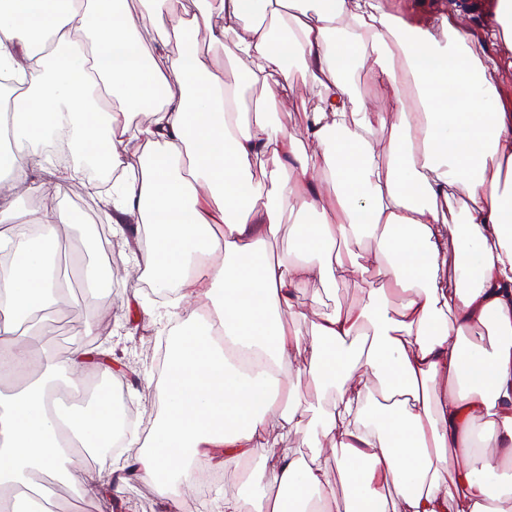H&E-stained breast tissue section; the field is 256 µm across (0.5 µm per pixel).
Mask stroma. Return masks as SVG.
Masks as SVG:
<instances>
[{
	"label": "stroma",
	"mask_w": 512,
	"mask_h": 512,
	"mask_svg": "<svg viewBox=\"0 0 512 512\" xmlns=\"http://www.w3.org/2000/svg\"><path fill=\"white\" fill-rule=\"evenodd\" d=\"M384 3L389 13L409 25L437 31L443 19L450 17L479 40L494 22L492 15L477 10L474 0H384ZM214 56L224 72L225 85L242 91L239 110L243 120H253L264 98L261 87L247 84L242 67L226 58L222 51H215ZM315 104V93L301 67L297 66L293 69L287 106L266 111L264 117L273 125L295 129L304 124L307 112L312 111ZM104 178V173L92 171L88 176L63 183L59 192L22 196L15 203L19 219L25 223L45 209L62 206L73 215L74 221L61 225L60 237L73 252H80L86 231L108 222L103 194L90 186L91 181ZM105 258L112 269L109 286L101 289L97 299L88 302L75 299L63 308L59 317L72 323L73 328L64 343L53 344L52 349L61 357L76 349L94 348L110 353L112 359L125 368L122 375L111 381V389L118 397L139 408L151 422L160 413V398L157 386L146 385L145 380L156 375L158 358L166 344L161 333L163 325L142 316V306L152 305L153 298L144 280L126 277L123 246L113 243ZM380 282V277L376 276L369 282L353 278L333 288L313 283L304 288L299 303L306 311L353 306L360 301L367 284L377 285ZM92 318L100 322V331L95 336L85 332V324ZM87 467L103 492L99 498L82 503L76 512H127L131 504L135 505L137 512H173L151 485L132 476L122 477L120 471L115 470L110 454L102 452L88 458Z\"/></svg>",
	"instance_id": "35a3bbf8"
}]
</instances>
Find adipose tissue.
Segmentation results:
<instances>
[{"instance_id": "adipose-tissue-1", "label": "adipose tissue", "mask_w": 512, "mask_h": 512, "mask_svg": "<svg viewBox=\"0 0 512 512\" xmlns=\"http://www.w3.org/2000/svg\"><path fill=\"white\" fill-rule=\"evenodd\" d=\"M0 0V71L25 82L0 112L12 140L0 176V512H30L39 477L57 476L94 499L85 452L110 447L114 402L108 363L87 351L54 359L19 323L68 298L52 260L62 208L29 236L17 198L47 192L34 175L43 144L119 177L105 201L127 273L176 291L160 379L162 409L138 448L135 477L168 501L183 498L186 460L223 466L254 455L255 512H501L512 500L478 450L512 461V113L496 86L501 60L462 26L442 36L400 23L383 0ZM207 31L209 49L198 43ZM382 81L411 77L416 96L388 104L357 97L348 66L366 59ZM223 47L276 108L288 100L292 60L317 95L301 129L224 107ZM148 113L145 122L134 121ZM401 136L386 137L387 128ZM262 179H254L253 167ZM315 215L298 225L293 261L269 246L295 201ZM462 203L463 220L445 208ZM150 225L140 261L129 221ZM372 241L357 253L339 241ZM378 273L356 307L316 313L310 336L288 328L306 285ZM403 294L397 309L388 295ZM207 299L206 311L186 309ZM492 325L491 349L465 343ZM101 385L87 407H62L82 372ZM307 377L312 408L288 392ZM484 420L475 431V420ZM303 434L310 456L278 440ZM462 465H451L455 451ZM345 489L337 497L323 458Z\"/></svg>"}]
</instances>
